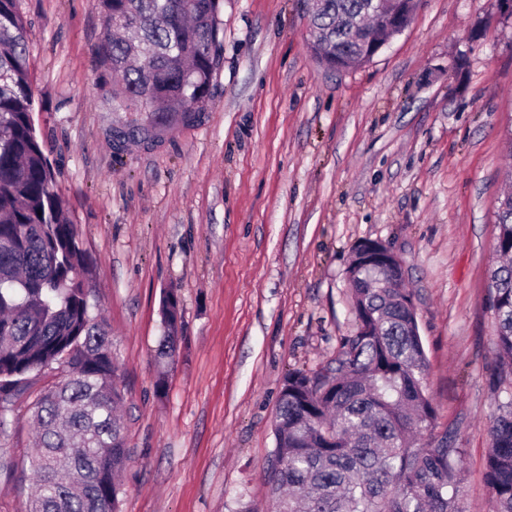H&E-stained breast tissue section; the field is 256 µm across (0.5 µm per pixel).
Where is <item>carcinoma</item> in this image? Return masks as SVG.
I'll return each instance as SVG.
<instances>
[{"label": "carcinoma", "instance_id": "1", "mask_svg": "<svg viewBox=\"0 0 512 512\" xmlns=\"http://www.w3.org/2000/svg\"><path fill=\"white\" fill-rule=\"evenodd\" d=\"M19 0H0V405L13 404L29 376L65 372L34 404L36 475L28 512H119L115 475L129 459L123 401L108 324L89 301L92 260L79 246L56 172L32 122L28 21ZM371 0H322L309 16L312 54L327 69L371 56L361 44L384 33L372 14L361 36L336 28ZM105 36L96 49L111 111L147 112L127 140L161 139L198 118L210 98L224 29V0H98ZM488 308L496 320L499 392L484 480L490 512H512V195L499 199ZM352 250L347 280L353 331L321 369L288 372L270 460L274 512H466V449L439 428L427 394V359L415 295L382 288ZM175 353L180 304L162 300Z\"/></svg>", "mask_w": 512, "mask_h": 512}]
</instances>
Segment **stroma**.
<instances>
[{"instance_id": "obj_1", "label": "stroma", "mask_w": 512, "mask_h": 512, "mask_svg": "<svg viewBox=\"0 0 512 512\" xmlns=\"http://www.w3.org/2000/svg\"><path fill=\"white\" fill-rule=\"evenodd\" d=\"M20 8L34 124L119 365L131 451L120 512H270L281 388L352 331L346 268L364 239L403 262L438 425L467 450L466 512H489L487 271L512 166V16L497 0H419L372 60L338 72L310 52L300 0H224L205 111L147 148L113 139L150 116L105 102L96 0ZM170 289L181 329L160 396ZM60 376L31 375L7 413L0 512H26L31 406Z\"/></svg>"}]
</instances>
